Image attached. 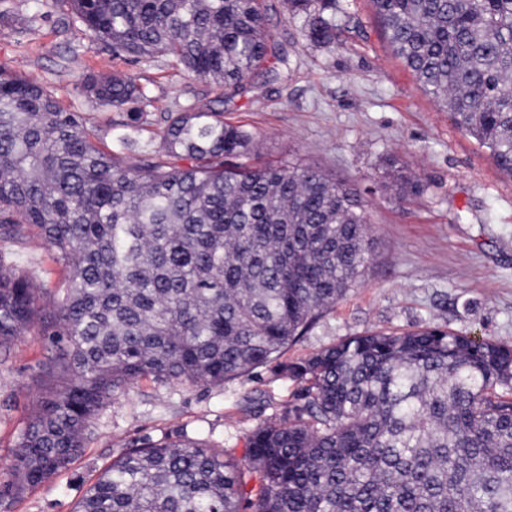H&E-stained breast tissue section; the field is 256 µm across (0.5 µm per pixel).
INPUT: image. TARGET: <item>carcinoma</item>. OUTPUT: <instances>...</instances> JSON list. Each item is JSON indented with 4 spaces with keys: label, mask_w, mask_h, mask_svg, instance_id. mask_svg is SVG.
<instances>
[{
    "label": "carcinoma",
    "mask_w": 512,
    "mask_h": 512,
    "mask_svg": "<svg viewBox=\"0 0 512 512\" xmlns=\"http://www.w3.org/2000/svg\"><path fill=\"white\" fill-rule=\"evenodd\" d=\"M417 87L512 178V0H372ZM116 58L168 62L217 92L171 106L153 150L104 144L83 113L0 70V242L38 237L47 286L0 250V348L41 323L54 350L0 483L16 500L67 468L94 416L152 377L222 385L278 360L361 281L374 240L361 194L313 165L255 161L213 103L275 49L267 0H61ZM334 47L336 0H289ZM78 95L145 121L119 71ZM398 195L420 184L390 164ZM296 401L252 431L245 463L203 441L125 451L74 512H512V347L440 327L351 336L280 363Z\"/></svg>",
    "instance_id": "1"
}]
</instances>
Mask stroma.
<instances>
[{"instance_id": "35a3bbf8", "label": "stroma", "mask_w": 512, "mask_h": 512, "mask_svg": "<svg viewBox=\"0 0 512 512\" xmlns=\"http://www.w3.org/2000/svg\"><path fill=\"white\" fill-rule=\"evenodd\" d=\"M270 27L288 72L258 74L248 92L225 101V120L246 124L264 163L319 166L357 188L366 204L375 255L361 284L285 353L293 360L369 331L439 324L512 344V178L432 97L416 86L376 17L371 0H336V47L302 39L284 0H268ZM36 15L19 26L22 15ZM0 68L36 79L71 110L93 116L105 143L116 144L112 109L77 94L82 74L115 70L145 88L146 121L132 130L139 148L154 147L166 107H188L205 83L164 57L116 61L91 42L53 0H0ZM421 184L401 199L381 184L387 161ZM50 351L40 326L0 351V480L32 411L36 381ZM299 382L276 364L250 369L224 385L143 379L93 419L81 456L65 470L0 502V512H73L124 450L180 436L206 439L243 459L249 434L294 400Z\"/></svg>"}]
</instances>
